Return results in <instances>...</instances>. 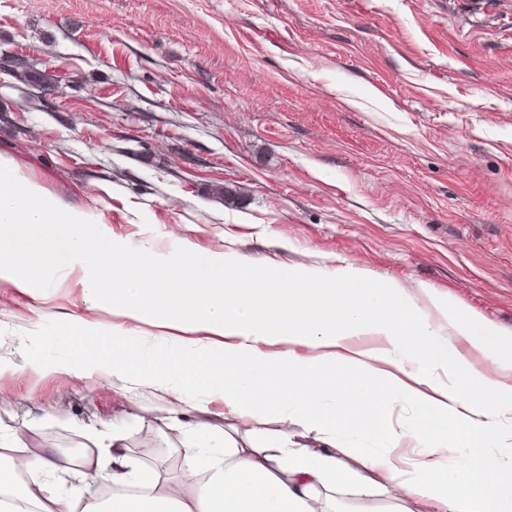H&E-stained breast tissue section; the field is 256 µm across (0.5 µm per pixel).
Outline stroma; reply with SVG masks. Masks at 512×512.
Here are the masks:
<instances>
[{"label": "stroma", "mask_w": 512, "mask_h": 512, "mask_svg": "<svg viewBox=\"0 0 512 512\" xmlns=\"http://www.w3.org/2000/svg\"><path fill=\"white\" fill-rule=\"evenodd\" d=\"M0 155L105 250L345 261L512 329V0H0ZM83 277L0 279L1 448L96 460L123 431L188 486L186 403L256 436L222 379L114 377L113 331L145 355L182 333L87 308Z\"/></svg>", "instance_id": "1"}]
</instances>
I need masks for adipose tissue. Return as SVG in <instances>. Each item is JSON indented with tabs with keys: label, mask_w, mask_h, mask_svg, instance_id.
<instances>
[{
	"label": "adipose tissue",
	"mask_w": 512,
	"mask_h": 512,
	"mask_svg": "<svg viewBox=\"0 0 512 512\" xmlns=\"http://www.w3.org/2000/svg\"><path fill=\"white\" fill-rule=\"evenodd\" d=\"M16 225L46 233L0 247L1 272L32 273L59 260L91 269V306L197 330L178 355L156 354L150 381L220 376L225 412L281 424L245 447L211 422H185L192 444L183 462L199 477L190 488L128 470L126 437L113 433V483L141 488L122 498L124 512H342L344 491L355 497L351 512H378L381 478L407 492L392 512H414L417 503L430 512H512V383L503 379L512 372V330L431 297L452 336L493 356L495 372H481L453 344L433 339L426 314L397 283L369 280L351 264L332 277L306 268L284 280L273 266L231 253L207 269L189 261L158 267L135 251L107 255L78 209L49 200L0 155V230ZM216 336L224 340L221 363L202 361ZM277 344L286 352H274ZM380 365L388 373L377 394L369 377ZM290 423L311 445L289 447ZM217 438L220 457L208 451ZM350 458L360 470L347 467ZM8 467L80 481L96 475L89 460L50 451L10 457ZM16 499L37 512H112L76 487L50 495L0 483V512Z\"/></svg>",
	"instance_id": "obj_1"
}]
</instances>
